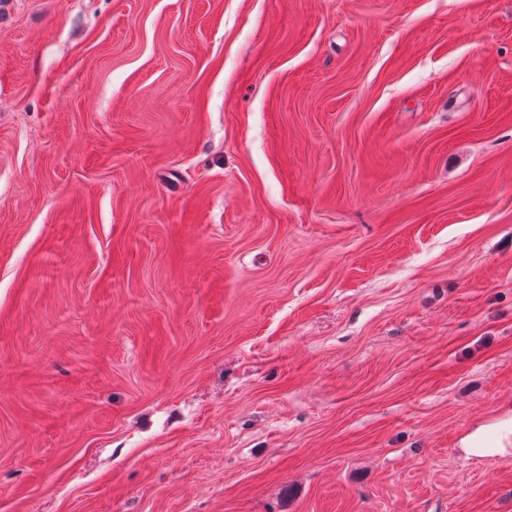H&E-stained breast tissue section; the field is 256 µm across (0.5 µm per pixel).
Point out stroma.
Instances as JSON below:
<instances>
[{
    "label": "stroma",
    "instance_id": "obj_1",
    "mask_svg": "<svg viewBox=\"0 0 512 512\" xmlns=\"http://www.w3.org/2000/svg\"><path fill=\"white\" fill-rule=\"evenodd\" d=\"M512 0H0V512H512Z\"/></svg>",
    "mask_w": 512,
    "mask_h": 512
}]
</instances>
